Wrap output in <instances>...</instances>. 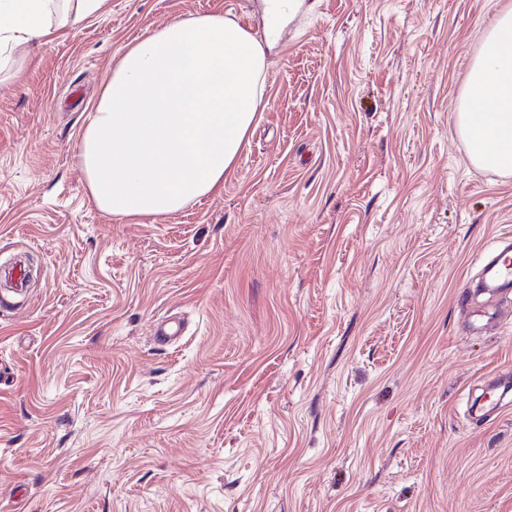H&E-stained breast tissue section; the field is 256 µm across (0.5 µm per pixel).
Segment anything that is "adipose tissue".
Here are the masks:
<instances>
[{
    "label": "adipose tissue",
    "mask_w": 512,
    "mask_h": 512,
    "mask_svg": "<svg viewBox=\"0 0 512 512\" xmlns=\"http://www.w3.org/2000/svg\"><path fill=\"white\" fill-rule=\"evenodd\" d=\"M108 0H0V69L16 47L102 15ZM262 44L220 13L175 17L127 45L81 135L91 202L120 219L168 215L218 195L263 102ZM459 127L471 161L512 174V9L470 71Z\"/></svg>",
    "instance_id": "adipose-tissue-1"
}]
</instances>
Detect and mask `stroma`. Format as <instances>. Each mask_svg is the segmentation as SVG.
I'll return each instance as SVG.
<instances>
[{
  "instance_id": "35a3bbf8",
  "label": "stroma",
  "mask_w": 512,
  "mask_h": 512,
  "mask_svg": "<svg viewBox=\"0 0 512 512\" xmlns=\"http://www.w3.org/2000/svg\"><path fill=\"white\" fill-rule=\"evenodd\" d=\"M512 0H299L220 195L122 220L79 160L106 72L176 15L110 0L0 89V512H512V176L457 127ZM31 270L27 279L11 269ZM183 324L155 344L157 319ZM491 253L488 272L492 273V285H486L490 291L509 290L512 285V236H497L484 248L483 255Z\"/></svg>"
}]
</instances>
